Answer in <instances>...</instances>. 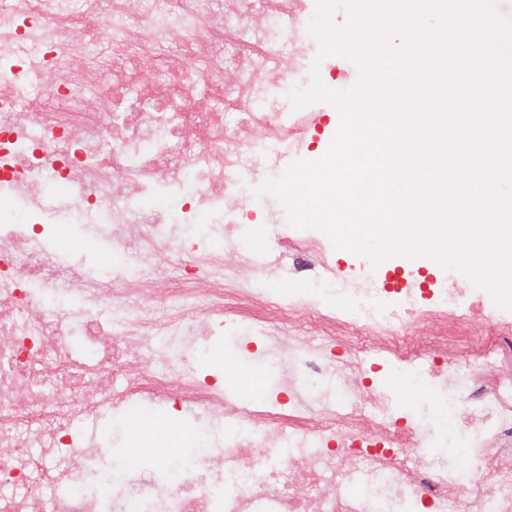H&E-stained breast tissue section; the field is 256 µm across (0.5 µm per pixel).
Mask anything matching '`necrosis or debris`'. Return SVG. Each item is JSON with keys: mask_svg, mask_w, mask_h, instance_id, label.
<instances>
[{"mask_svg": "<svg viewBox=\"0 0 512 512\" xmlns=\"http://www.w3.org/2000/svg\"><path fill=\"white\" fill-rule=\"evenodd\" d=\"M256 13L266 25L246 28ZM301 34L288 0H140L134 15L126 0H0V187L49 175L72 197L59 209L24 198L0 213V512H244L262 500L279 512H393L405 502L413 512H512V312L475 288H393L369 269L351 287L329 246L291 227L273 239L279 257L303 271L320 256L321 278L336 285L335 301L307 303L306 336L280 303L258 304L270 265L225 262L189 232L204 208L211 236L232 242L257 217L234 200L275 174L290 142L314 138L262 81L301 76ZM153 194L178 200L171 221L137 209ZM63 217L113 225L138 265L85 281L44 246ZM70 288L84 295L76 316L51 307L52 293ZM193 316L279 328L287 394L232 402L215 380L178 367ZM76 330L90 355L74 353ZM421 355L432 378L455 381L427 404L459 413L468 474L431 461L424 429L394 417L373 388L371 372ZM331 374L341 398L311 408L302 389ZM145 396L230 414L241 429L222 451L186 460L153 501L125 491L124 475L86 469L102 450L76 430L79 417ZM362 478L387 480L392 495L349 496Z\"/></svg>", "mask_w": 512, "mask_h": 512, "instance_id": "necrosis-or-debris-1", "label": "necrosis or debris"}]
</instances>
